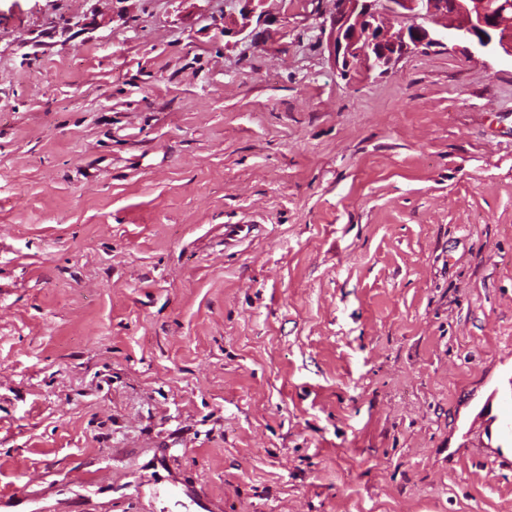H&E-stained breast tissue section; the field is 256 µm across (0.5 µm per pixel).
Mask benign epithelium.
<instances>
[{"mask_svg": "<svg viewBox=\"0 0 512 512\" xmlns=\"http://www.w3.org/2000/svg\"><path fill=\"white\" fill-rule=\"evenodd\" d=\"M224 31L242 33L265 0H242ZM328 49L342 74L360 68L384 74L408 53L448 44L468 57H512V0H334ZM399 19V28L386 18Z\"/></svg>", "mask_w": 512, "mask_h": 512, "instance_id": "7a95c632", "label": "benign epithelium"}]
</instances>
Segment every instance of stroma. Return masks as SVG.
<instances>
[{"label":"stroma","instance_id":"1","mask_svg":"<svg viewBox=\"0 0 512 512\" xmlns=\"http://www.w3.org/2000/svg\"><path fill=\"white\" fill-rule=\"evenodd\" d=\"M240 8L0 0V498L512 512V58ZM244 2V7L240 12V18L235 15L224 17V31L233 33H242L249 28L250 19L256 14L258 8L266 0H239ZM510 387V394L508 393ZM512 379H508L502 389L495 388L486 400L485 406L489 416L488 429L492 434L493 429L506 437H512V414L505 413L501 418L493 414L494 409L498 410L509 406L512 403Z\"/></svg>","mask_w":512,"mask_h":512}]
</instances>
